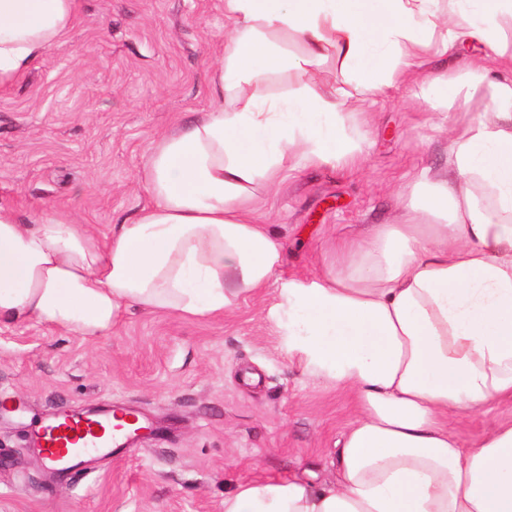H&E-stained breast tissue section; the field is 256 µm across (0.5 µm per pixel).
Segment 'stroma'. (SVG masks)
<instances>
[{
    "label": "stroma",
    "mask_w": 512,
    "mask_h": 512,
    "mask_svg": "<svg viewBox=\"0 0 512 512\" xmlns=\"http://www.w3.org/2000/svg\"><path fill=\"white\" fill-rule=\"evenodd\" d=\"M224 0H79L75 25L21 79L0 87V206L31 224L55 208L101 235L151 202L141 174L157 139L209 111L222 62ZM482 93L438 106L399 81L369 115L353 165L300 164L256 216L285 247L283 278H305L335 241L393 223L426 168H448L446 131L484 111ZM274 288L219 318L131 310L103 336L36 321L0 326V512H224L263 475L336 477L353 394L307 381L262 315ZM159 424L124 458L54 476L31 449L47 416L107 401ZM512 421V402L454 416L470 445Z\"/></svg>",
    "instance_id": "35a3bbf8"
}]
</instances>
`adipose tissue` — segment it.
I'll return each mask as SVG.
<instances>
[{
    "mask_svg": "<svg viewBox=\"0 0 512 512\" xmlns=\"http://www.w3.org/2000/svg\"><path fill=\"white\" fill-rule=\"evenodd\" d=\"M224 15L212 109L157 142L142 176L152 202L133 220L103 240L54 210L25 224L0 207V325L101 336L131 307L217 317L276 284L263 316L279 350L305 378L351 390L358 414L334 481H248L224 512H512V424L467 448L448 430L451 416L512 400V0H224ZM77 17L78 0H0V86ZM466 46L481 54L464 74L431 83L438 104L463 85L490 103L450 134L456 179L422 174L395 223L280 280L257 195L289 164L359 161L356 91L421 80L431 48ZM321 60L342 80L318 91ZM492 60L508 75H491ZM274 76L295 90L265 94Z\"/></svg>",
    "mask_w": 512,
    "mask_h": 512,
    "instance_id": "adipose-tissue-1",
    "label": "adipose tissue"
}]
</instances>
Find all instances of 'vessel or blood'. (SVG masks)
Masks as SVG:
<instances>
[{
	"label": "vessel or blood",
	"mask_w": 512,
	"mask_h": 512,
	"mask_svg": "<svg viewBox=\"0 0 512 512\" xmlns=\"http://www.w3.org/2000/svg\"><path fill=\"white\" fill-rule=\"evenodd\" d=\"M136 419L132 409L112 402L90 414H56L37 428L32 446L48 468H78L89 454L123 450L124 424Z\"/></svg>",
	"instance_id": "vessel-or-blood-1"
}]
</instances>
